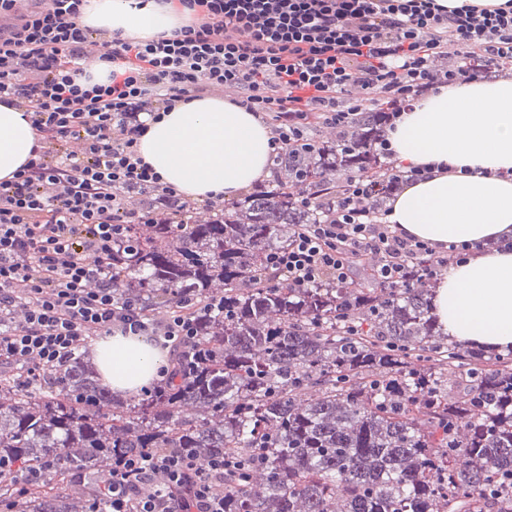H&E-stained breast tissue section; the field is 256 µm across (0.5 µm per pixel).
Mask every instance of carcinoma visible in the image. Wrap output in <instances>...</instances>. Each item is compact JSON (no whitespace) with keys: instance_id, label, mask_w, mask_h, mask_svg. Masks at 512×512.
Segmentation results:
<instances>
[{"instance_id":"cac0c4a2","label":"carcinoma","mask_w":512,"mask_h":512,"mask_svg":"<svg viewBox=\"0 0 512 512\" xmlns=\"http://www.w3.org/2000/svg\"><path fill=\"white\" fill-rule=\"evenodd\" d=\"M385 120L373 102L336 137L286 149L276 179L220 218L133 225L112 249L117 298L158 312L220 288L227 314L199 319L179 381L125 406L78 350L34 389L0 378L1 507L90 512L117 454L246 462L261 448L262 462L224 478V512H512V350L447 341L429 257L410 264L407 288L272 287L264 274L266 255L324 221L353 179L371 180L383 211L398 184L373 148ZM76 483L86 495L72 500Z\"/></svg>"}]
</instances>
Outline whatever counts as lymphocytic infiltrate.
Returning a JSON list of instances; mask_svg holds the SVG:
<instances>
[{
    "label": "lymphocytic infiltrate",
    "mask_w": 512,
    "mask_h": 512,
    "mask_svg": "<svg viewBox=\"0 0 512 512\" xmlns=\"http://www.w3.org/2000/svg\"><path fill=\"white\" fill-rule=\"evenodd\" d=\"M87 0H0V102L24 108L39 137L35 156L0 182V366L27 377L64 365L92 337L154 336L171 352L188 348L198 319L182 309L150 319L117 301L112 248L132 225L165 208L187 216L197 202L167 186L137 152L146 118L210 88L238 92V105L273 113L271 147L307 144L311 113L346 127L362 108L343 99L360 81L369 95L410 107L423 92L469 80L465 62L512 60V7L442 9L436 0H181L192 23L168 36L139 37L80 25ZM112 70L84 80L88 48ZM448 69L433 73L431 55ZM149 197L127 211L132 193ZM353 180L327 219L303 224L287 249L267 255L271 282L297 287L348 282L349 256L378 254L385 286H404L408 264L433 256L368 207ZM25 322L9 326L14 307ZM233 462L200 461L186 448L119 455L104 512H224V473Z\"/></svg>",
    "instance_id": "f902f5d3"
}]
</instances>
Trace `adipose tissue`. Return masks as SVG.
<instances>
[{
  "label": "adipose tissue",
  "mask_w": 512,
  "mask_h": 512,
  "mask_svg": "<svg viewBox=\"0 0 512 512\" xmlns=\"http://www.w3.org/2000/svg\"><path fill=\"white\" fill-rule=\"evenodd\" d=\"M189 19L175 0H90L79 24L144 37ZM407 167L420 171L389 203V221L412 238L444 248L498 241L449 265L434 294L449 336L512 348V77L443 86L402 111L388 131ZM272 134L255 113L202 96L148 122L138 151L178 194L232 198L269 174ZM38 136L24 110L0 102V182L33 157ZM163 353L143 337L117 333L96 345L94 361L113 393L131 397L157 375Z\"/></svg>",
  "instance_id": "ef3b65f1"
}]
</instances>
